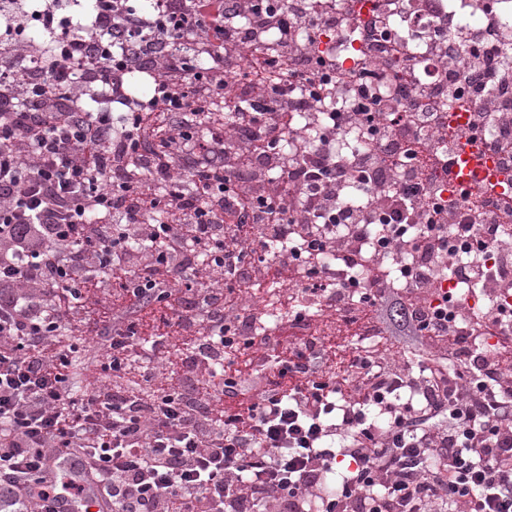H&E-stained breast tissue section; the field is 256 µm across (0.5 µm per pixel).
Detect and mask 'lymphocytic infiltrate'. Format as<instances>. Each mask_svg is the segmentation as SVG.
<instances>
[{
  "label": "lymphocytic infiltrate",
  "instance_id": "obj_1",
  "mask_svg": "<svg viewBox=\"0 0 512 512\" xmlns=\"http://www.w3.org/2000/svg\"><path fill=\"white\" fill-rule=\"evenodd\" d=\"M114 3L121 55L73 40L0 72V512L91 491L112 512H512V315L436 304L450 275L512 291L480 262L512 241V197L478 222L432 202L418 113L363 101L324 119L313 87L331 78L294 33L331 19L308 2L279 15L277 56L237 22L262 0H167L146 22ZM76 60L115 85L156 79L118 123L78 106ZM469 88L473 129L496 113L512 157V112ZM301 112L322 146L286 165ZM374 116L369 149L331 151ZM354 182L371 207L347 205ZM246 282L291 301L280 326L245 315ZM329 315L336 335L318 334ZM394 326L428 348L419 366ZM93 341L102 356L78 364ZM72 459L78 473L53 470Z\"/></svg>",
  "mask_w": 512,
  "mask_h": 512
}]
</instances>
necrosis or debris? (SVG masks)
I'll return each mask as SVG.
<instances>
[{
    "label": "necrosis or debris",
    "instance_id": "1",
    "mask_svg": "<svg viewBox=\"0 0 512 512\" xmlns=\"http://www.w3.org/2000/svg\"><path fill=\"white\" fill-rule=\"evenodd\" d=\"M320 7L335 13V28L302 37L301 42L310 45L313 57L334 60L343 74L326 99L327 111H352L360 79L368 72L371 94L396 112L410 111L416 101L425 114L446 117L460 112L465 117L439 131L423 127L426 149L419 177H427L461 138L475 135L493 148L496 130L489 126L472 133L469 121L477 103L467 88L449 91L445 69L480 72L490 86H512V0H322ZM48 33V40L31 42L23 55L1 59L0 69L21 73L46 62L51 42L72 37L73 30L55 22ZM486 42L500 50L491 69L477 52ZM72 79L84 89L80 106L121 114L129 109L134 85L151 83L153 75L132 72L118 87L90 84L83 65L77 64Z\"/></svg>",
    "mask_w": 512,
    "mask_h": 512
}]
</instances>
